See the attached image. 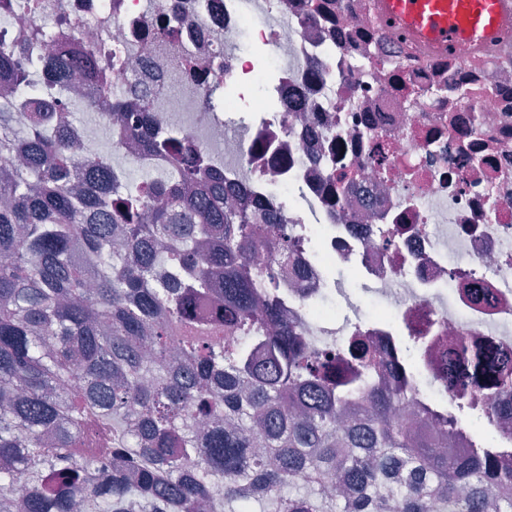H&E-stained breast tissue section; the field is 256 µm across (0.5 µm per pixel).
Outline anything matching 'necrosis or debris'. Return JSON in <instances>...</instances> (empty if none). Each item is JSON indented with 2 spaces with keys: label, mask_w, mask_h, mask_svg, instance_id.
I'll return each mask as SVG.
<instances>
[{
  "label": "necrosis or debris",
  "mask_w": 512,
  "mask_h": 512,
  "mask_svg": "<svg viewBox=\"0 0 512 512\" xmlns=\"http://www.w3.org/2000/svg\"><path fill=\"white\" fill-rule=\"evenodd\" d=\"M159 2L189 14L173 37L152 35L148 0H34L0 27V45L33 52L20 30L39 23L61 51L126 49L108 72L117 90L145 58L193 103L223 81L224 112L204 117L201 149L225 156V183L246 170L245 200L282 217L287 261L262 251L255 262L272 269L289 321L333 357L368 337L413 379L411 412L432 425L461 418L449 351L479 338L512 360V25L454 55L382 24L372 0H263L261 23L248 0ZM241 76L260 88L245 112ZM462 86L480 111L462 110ZM338 269L388 310L330 315Z\"/></svg>",
  "instance_id": "1"
}]
</instances>
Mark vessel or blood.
Masks as SVG:
<instances>
[{"instance_id":"b4317fda","label":"vessel or blood","mask_w":512,"mask_h":512,"mask_svg":"<svg viewBox=\"0 0 512 512\" xmlns=\"http://www.w3.org/2000/svg\"><path fill=\"white\" fill-rule=\"evenodd\" d=\"M373 7L380 21L458 55L495 40L512 12L506 0H373Z\"/></svg>"}]
</instances>
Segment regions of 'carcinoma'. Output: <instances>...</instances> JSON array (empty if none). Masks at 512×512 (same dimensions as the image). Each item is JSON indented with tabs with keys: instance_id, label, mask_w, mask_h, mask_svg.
Instances as JSON below:
<instances>
[{
	"instance_id": "1",
	"label": "carcinoma",
	"mask_w": 512,
	"mask_h": 512,
	"mask_svg": "<svg viewBox=\"0 0 512 512\" xmlns=\"http://www.w3.org/2000/svg\"><path fill=\"white\" fill-rule=\"evenodd\" d=\"M34 68L0 50V89L31 95ZM131 88L135 126L102 79L64 116L0 108V512H512L495 449L443 454L455 421L399 420L412 383L377 377L367 337L340 369L307 346L252 261L282 254L284 225L226 206L224 158ZM77 108L169 167L135 179L88 139L77 158L55 129ZM452 359L512 396V367L463 341Z\"/></svg>"
}]
</instances>
